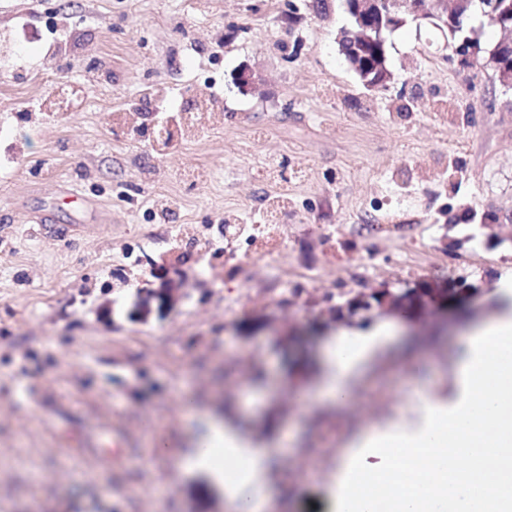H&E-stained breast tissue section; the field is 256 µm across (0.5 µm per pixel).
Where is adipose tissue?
<instances>
[{
    "instance_id": "obj_1",
    "label": "adipose tissue",
    "mask_w": 512,
    "mask_h": 512,
    "mask_svg": "<svg viewBox=\"0 0 512 512\" xmlns=\"http://www.w3.org/2000/svg\"><path fill=\"white\" fill-rule=\"evenodd\" d=\"M388 337L384 326L338 330L324 350L321 396L343 403L350 394L351 375ZM457 381L461 401L448 409L432 395L417 393L425 419L416 431L392 422L353 436L331 491L332 512H512V428L503 422L512 403L511 318H494L472 329L457 362ZM475 415L483 423L478 432L470 428ZM448 442L460 449L456 478H449L443 468H434L427 477L415 479L398 498L386 502L353 477L362 469L387 473L404 450L428 451ZM228 458L242 467V479L225 478ZM268 462L264 449L216 418L207 420L198 447L184 460L189 470L223 485L230 512H267L271 500Z\"/></svg>"
}]
</instances>
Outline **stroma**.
Returning <instances> with one entry per match:
<instances>
[{
    "instance_id": "1",
    "label": "stroma",
    "mask_w": 512,
    "mask_h": 512,
    "mask_svg": "<svg viewBox=\"0 0 512 512\" xmlns=\"http://www.w3.org/2000/svg\"><path fill=\"white\" fill-rule=\"evenodd\" d=\"M348 24L340 0H0V36L21 49L0 84V512H227L180 466L204 432L198 404L275 455L273 512H330L347 441L417 421L403 373L456 403L459 348L503 309L492 284L512 260L500 35L469 17L481 51L463 60L450 35L407 22L386 36L390 81L369 90L338 44ZM245 65L261 77L249 91L234 83ZM58 74L82 88L80 111L40 109ZM192 86L222 102L215 130L158 153L111 129L116 109L134 127L177 114ZM46 164L108 223H82ZM281 195L288 212L267 223ZM43 213L51 232L31 236ZM274 234L285 245L262 258ZM449 277L479 288V312L402 325L371 308L385 348L345 404L313 394L336 305Z\"/></svg>"
}]
</instances>
